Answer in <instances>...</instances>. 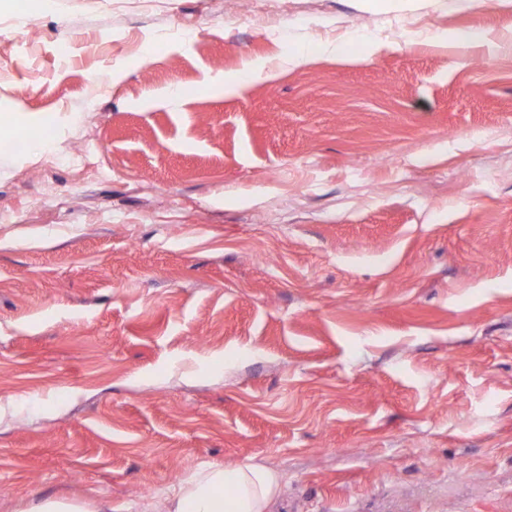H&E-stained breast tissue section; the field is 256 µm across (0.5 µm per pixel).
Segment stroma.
<instances>
[{
    "label": "stroma",
    "mask_w": 512,
    "mask_h": 512,
    "mask_svg": "<svg viewBox=\"0 0 512 512\" xmlns=\"http://www.w3.org/2000/svg\"><path fill=\"white\" fill-rule=\"evenodd\" d=\"M0 113V506L512 512V0H0ZM279 474L260 464L235 469L230 481L223 465H200L161 495L164 512H272ZM230 485V490L224 492ZM117 510L119 509L112 507L111 502L105 500L92 505L90 508L79 501L59 499L50 496L19 512H117Z\"/></svg>",
    "instance_id": "1"
}]
</instances>
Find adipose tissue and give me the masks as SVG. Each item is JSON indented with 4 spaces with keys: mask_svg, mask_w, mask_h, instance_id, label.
<instances>
[{
    "mask_svg": "<svg viewBox=\"0 0 512 512\" xmlns=\"http://www.w3.org/2000/svg\"><path fill=\"white\" fill-rule=\"evenodd\" d=\"M279 484V474L260 464L229 472L207 463L165 490L161 502L141 503L138 512H270Z\"/></svg>",
    "mask_w": 512,
    "mask_h": 512,
    "instance_id": "obj_1",
    "label": "adipose tissue"
}]
</instances>
